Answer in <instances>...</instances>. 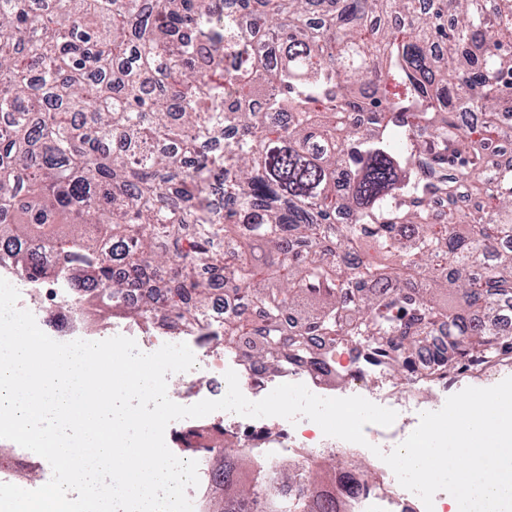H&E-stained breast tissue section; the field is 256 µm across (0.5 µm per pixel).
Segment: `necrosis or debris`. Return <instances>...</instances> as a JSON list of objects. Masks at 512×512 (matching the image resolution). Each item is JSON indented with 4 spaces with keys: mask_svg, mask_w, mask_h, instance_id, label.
I'll use <instances>...</instances> for the list:
<instances>
[{
    "mask_svg": "<svg viewBox=\"0 0 512 512\" xmlns=\"http://www.w3.org/2000/svg\"><path fill=\"white\" fill-rule=\"evenodd\" d=\"M182 341L196 359L192 370L179 375L187 385V396L222 398L227 391L225 373L234 366L242 393L252 401L263 399L280 384L301 383L324 398L349 397L359 390L371 389L376 399L398 413L391 426L372 430L366 447L325 436L316 423L303 417L293 423L280 417L254 419L216 411L201 418L185 419L180 428L169 429L168 434L173 454L198 463L200 491L191 497L194 512H207V498L224 492V483L216 478L212 465V457L221 445L226 448V458L246 454L265 465L282 462L286 457H305L318 465L332 457L340 473L347 472L352 461L362 459L373 477L371 483L347 488L332 478L324 486L325 491L342 501L340 512H425L421 499L399 484L378 454L392 451L405 440L408 428L415 423L412 410L422 407L427 398L447 395L454 384L453 377L396 380L385 376L381 368L363 363L353 349L337 351L336 367L330 375L318 377L293 365L273 376L262 364L243 355L225 357L222 347L213 344L211 337L190 333Z\"/></svg>",
    "mask_w": 512,
    "mask_h": 512,
    "instance_id": "4bbe7bcc",
    "label": "necrosis or debris"
}]
</instances>
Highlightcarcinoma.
Wrapping results in <instances>:
<instances>
[{"mask_svg":"<svg viewBox=\"0 0 512 512\" xmlns=\"http://www.w3.org/2000/svg\"><path fill=\"white\" fill-rule=\"evenodd\" d=\"M234 2L0 0V267L273 371L512 357V0Z\"/></svg>","mask_w":512,"mask_h":512,"instance_id":"carcinoma-1","label":"carcinoma"}]
</instances>
